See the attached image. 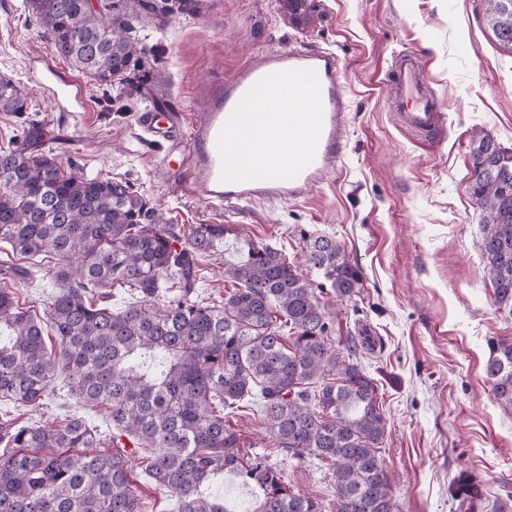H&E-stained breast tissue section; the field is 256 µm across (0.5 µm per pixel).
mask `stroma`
Listing matches in <instances>:
<instances>
[{"instance_id": "1", "label": "stroma", "mask_w": 512, "mask_h": 512, "mask_svg": "<svg viewBox=\"0 0 512 512\" xmlns=\"http://www.w3.org/2000/svg\"><path fill=\"white\" fill-rule=\"evenodd\" d=\"M315 20L298 27L280 0H200L165 25H137L133 35L166 80L129 96L102 86L49 49L25 0H0V77L28 93L21 112L0 109V147L18 145L24 127L41 130L37 150L55 154L64 171L129 183L189 233L226 224L223 254L198 258L197 300L226 291L225 262L236 257V231L279 249L313 283L300 230L335 237L363 278L341 305L351 330L374 347L360 361L379 388L386 417L381 456L399 512H464L454 480H475L484 506L512 508V410L494 401L485 365L494 343L512 342V316L494 304L477 241L484 213L471 191L475 142L490 136L512 151V48L486 23L487 0H313ZM305 46L335 51L349 97L347 144L328 180L296 199L257 200L231 212L185 194L163 167L179 141L154 142L135 116L202 108L212 91L251 54ZM423 62V77L445 119L431 141L402 129L387 99L398 54ZM81 83V110L56 102L40 79L47 65ZM24 275L0 279L18 304L43 313L54 290L51 262L15 255ZM81 416L102 438L112 433L103 406L77 402L55 385L37 406L0 398V418L22 425ZM275 461L294 492L328 502L331 474L317 460Z\"/></svg>"}]
</instances>
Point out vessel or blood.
Here are the masks:
<instances>
[{"label":"vessel or blood","mask_w":512,"mask_h":512,"mask_svg":"<svg viewBox=\"0 0 512 512\" xmlns=\"http://www.w3.org/2000/svg\"><path fill=\"white\" fill-rule=\"evenodd\" d=\"M389 95L401 127L420 137L441 126L438 101L425 84L417 56H402L390 77ZM54 99L82 100L81 88L57 71L44 75ZM255 117H247L251 106ZM251 122L248 148L236 135ZM151 139L185 131V145L165 168L181 178L191 197L234 209L258 199L299 198L329 177L331 160L345 147L347 96L334 51L259 53L213 93L205 111L138 113Z\"/></svg>","instance_id":"1"}]
</instances>
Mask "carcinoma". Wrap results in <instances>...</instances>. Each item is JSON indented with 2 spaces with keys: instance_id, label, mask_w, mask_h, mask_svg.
Segmentation results:
<instances>
[{
  "instance_id": "obj_1",
  "label": "carcinoma",
  "mask_w": 512,
  "mask_h": 512,
  "mask_svg": "<svg viewBox=\"0 0 512 512\" xmlns=\"http://www.w3.org/2000/svg\"><path fill=\"white\" fill-rule=\"evenodd\" d=\"M196 0H27L51 51L100 84L143 94L164 81L144 69L132 32L160 25ZM297 25L310 0H283ZM488 23L512 46V0H489ZM0 108L22 112L26 93L0 79ZM472 195L485 213L478 249L497 308L512 316V151L483 136L472 149ZM231 228L198 224L185 237L120 181L66 174L55 155L0 147V242L11 254L56 260L55 291L40 319L0 289V397L34 406L60 380L78 402L109 409L110 448L78 417L19 426L0 420V512H145L132 476L144 469L179 512H230L203 488L222 474L252 490L248 512H399L380 456L386 420L378 386L359 362L367 340L336 336L339 310L275 248L247 240L246 259L224 263L231 291L193 300L198 256L224 247ZM306 265L336 301L363 279L335 238L301 231ZM177 293L158 302L161 289ZM139 300L115 312L109 289ZM493 399L512 409V344L486 365ZM258 400L269 447L331 468L329 505L286 487L282 472L243 449L226 417ZM151 448L141 456L139 449Z\"/></svg>"
}]
</instances>
